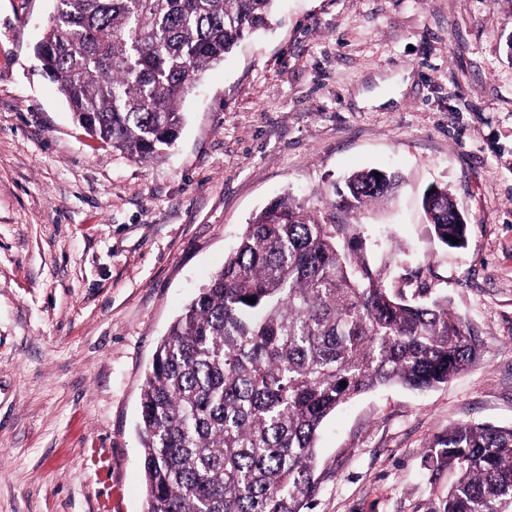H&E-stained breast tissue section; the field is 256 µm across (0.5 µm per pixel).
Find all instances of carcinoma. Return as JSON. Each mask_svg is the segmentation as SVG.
Masks as SVG:
<instances>
[{"label":"carcinoma","instance_id":"1","mask_svg":"<svg viewBox=\"0 0 512 512\" xmlns=\"http://www.w3.org/2000/svg\"><path fill=\"white\" fill-rule=\"evenodd\" d=\"M53 2L43 70L89 135L146 161L179 138L183 96L270 25L277 0ZM398 182L356 172L329 207L360 212ZM422 207L440 242L464 245L447 188H429ZM346 230L271 202L172 323L140 398L146 512H303L317 433L340 404L388 384H444L476 357L447 299L407 303L339 245ZM429 448L457 474L443 512H512V427L456 424Z\"/></svg>","mask_w":512,"mask_h":512}]
</instances>
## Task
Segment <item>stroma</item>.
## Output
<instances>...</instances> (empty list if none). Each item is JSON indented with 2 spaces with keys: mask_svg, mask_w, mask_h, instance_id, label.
<instances>
[{
  "mask_svg": "<svg viewBox=\"0 0 512 512\" xmlns=\"http://www.w3.org/2000/svg\"><path fill=\"white\" fill-rule=\"evenodd\" d=\"M52 0H0V512H145V374L171 323L263 207L350 225L384 285L447 298L478 338L448 383L370 390L327 418L311 512H441L428 444L512 426V0H277L213 65L161 157L89 137L35 46ZM402 180L331 211L352 172ZM448 187L466 245L421 209Z\"/></svg>",
  "mask_w": 512,
  "mask_h": 512,
  "instance_id": "stroma-1",
  "label": "stroma"
}]
</instances>
